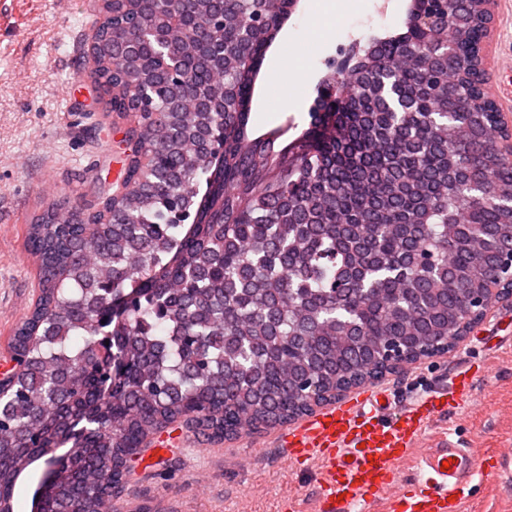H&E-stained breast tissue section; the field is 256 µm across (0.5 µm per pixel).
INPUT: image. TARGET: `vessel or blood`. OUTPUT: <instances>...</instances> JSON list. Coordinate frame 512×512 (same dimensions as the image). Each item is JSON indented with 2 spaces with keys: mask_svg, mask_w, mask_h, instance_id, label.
Returning a JSON list of instances; mask_svg holds the SVG:
<instances>
[{
  "mask_svg": "<svg viewBox=\"0 0 512 512\" xmlns=\"http://www.w3.org/2000/svg\"><path fill=\"white\" fill-rule=\"evenodd\" d=\"M475 378L471 367H461L396 413L391 392L374 386L289 430L285 464L318 468L314 512H463L475 481L511 484L512 448L483 456L434 429L473 402ZM425 436L432 444L422 451ZM406 469L411 479L403 478Z\"/></svg>",
  "mask_w": 512,
  "mask_h": 512,
  "instance_id": "obj_1",
  "label": "vessel or blood"
}]
</instances>
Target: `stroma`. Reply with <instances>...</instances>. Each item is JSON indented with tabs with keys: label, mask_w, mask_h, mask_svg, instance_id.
<instances>
[{
	"label": "stroma",
	"mask_w": 512,
	"mask_h": 512,
	"mask_svg": "<svg viewBox=\"0 0 512 512\" xmlns=\"http://www.w3.org/2000/svg\"><path fill=\"white\" fill-rule=\"evenodd\" d=\"M390 0H349L333 39L308 32L315 0H298L284 23L293 43L276 39L269 52L281 68H310L309 86H295L297 112H252L253 136L280 130L284 147L311 125L317 85L330 64L362 48L373 36L402 32L404 13ZM96 16L89 0H0V356L16 324L38 293L34 258L25 247L31 217L58 202L84 213L124 169L125 131L136 117L107 115L85 67ZM487 86L501 112L512 116V0H495ZM512 298L498 303L457 350L426 358L387 375L382 384L397 402L432 389L473 360L488 372L477 399L441 420L462 445L484 450L512 440V354L485 351L481 339L503 336ZM284 426L211 443L187 435L184 447L162 460L139 455L133 474L112 500L113 512H281L297 499L311 507L316 470L288 468L278 440Z\"/></svg>",
	"instance_id": "stroma-1"
}]
</instances>
